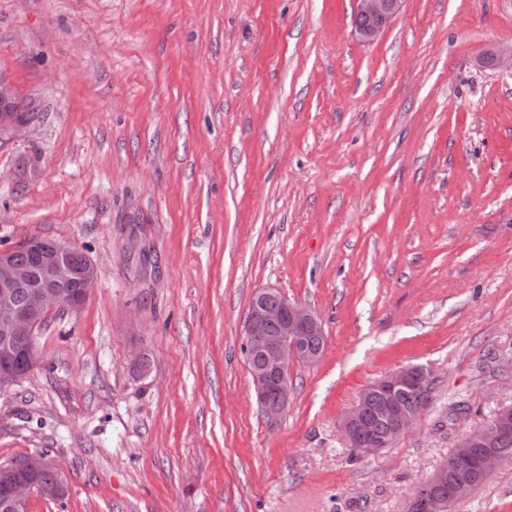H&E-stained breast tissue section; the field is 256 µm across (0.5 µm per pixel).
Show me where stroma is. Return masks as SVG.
Wrapping results in <instances>:
<instances>
[{
	"label": "stroma",
	"instance_id": "1",
	"mask_svg": "<svg viewBox=\"0 0 512 512\" xmlns=\"http://www.w3.org/2000/svg\"><path fill=\"white\" fill-rule=\"evenodd\" d=\"M355 9L0 0L33 114L0 141V249L38 235L98 269L0 389V464L42 452L68 483L27 512H406L512 405V68L482 62L512 0H405L371 43ZM263 288L326 337L274 419L242 353ZM406 364L434 373L422 424L348 463L343 416ZM455 512H512V459Z\"/></svg>",
	"mask_w": 512,
	"mask_h": 512
}]
</instances>
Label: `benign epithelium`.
Masks as SVG:
<instances>
[{"instance_id": "1", "label": "benign epithelium", "mask_w": 512, "mask_h": 512, "mask_svg": "<svg viewBox=\"0 0 512 512\" xmlns=\"http://www.w3.org/2000/svg\"><path fill=\"white\" fill-rule=\"evenodd\" d=\"M405 0H356V14L367 19L369 25L355 29L357 37L365 42L375 41L398 15ZM15 90L10 76L0 73V139L12 138L30 124V119L19 117L12 109ZM24 246L41 255L43 260L41 284L32 287L27 301L19 306L15 303V290L31 284L35 273L30 267L18 263L11 250H0V358L6 360L19 343L33 339L41 328L46 316L54 309L65 307L79 309L97 280L98 271L91 259L84 261L79 278V293L65 297L57 282L64 273V258L67 247L60 243H47L39 237H30ZM278 297L274 304L269 303ZM276 325V335L270 327ZM324 335L319 314L299 302H291L274 288L257 291L252 299L244 336L250 342L258 336L265 341V359L262 366L250 371L256 401L262 411L276 417L288 408L291 397L289 375L299 364L312 365L319 361L322 352L309 347L308 341L314 336ZM422 386L432 384L433 373L424 365H404L374 381L361 393L358 402L341 420L340 431L345 444L357 448L368 457L391 446L403 433L424 420L428 406L421 404L396 415L389 433L383 436L372 434L365 423V410L370 394L379 392L393 399L398 392L414 380ZM512 420V407L498 410V420L480 431L471 432L458 438L454 446V459L458 466L456 478L447 482L448 469L439 464L428 481L432 484H448V497L436 499L413 498L409 502L412 512H448V508L477 491L490 476L493 468L501 461L489 453L479 459L476 466H470L469 448L476 443L489 444ZM51 465L47 460L34 463L23 462L15 466L19 475L8 487V496L16 504L26 501L29 493L37 488L29 472Z\"/></svg>"}]
</instances>
